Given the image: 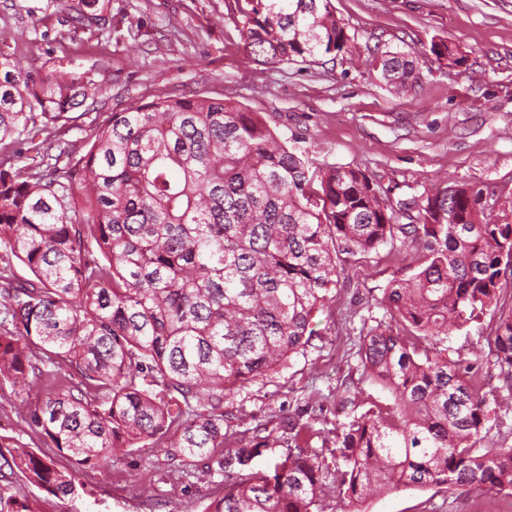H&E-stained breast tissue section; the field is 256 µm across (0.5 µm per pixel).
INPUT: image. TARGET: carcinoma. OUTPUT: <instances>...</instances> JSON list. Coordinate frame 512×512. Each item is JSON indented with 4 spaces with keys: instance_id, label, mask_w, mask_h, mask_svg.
I'll return each instance as SVG.
<instances>
[{
    "instance_id": "1",
    "label": "carcinoma",
    "mask_w": 512,
    "mask_h": 512,
    "mask_svg": "<svg viewBox=\"0 0 512 512\" xmlns=\"http://www.w3.org/2000/svg\"><path fill=\"white\" fill-rule=\"evenodd\" d=\"M233 2L263 63L309 65L348 48L332 0ZM430 52L462 64L443 41ZM373 66L397 91L418 79L406 52ZM91 86L71 64L36 77L1 44L0 151L41 149L36 137L73 120ZM67 155L60 147L39 171L0 168V384L39 390L21 411L31 432L91 469L168 435L232 482L205 512H319L329 477L343 512L400 487L512 491V447H479L490 403L470 368L418 347L490 313L495 361L512 372V307L500 305L512 208L485 219L475 184L395 203L356 169H311L263 118L224 99L158 97L114 112L85 155L60 163ZM413 208L416 223H397ZM399 235L423 251L420 270L384 295L405 334L371 329L362 357L394 404L372 405L336 436L344 467L330 475L293 421L289 437L218 453L224 397L285 365L342 264ZM277 447L270 469L255 467ZM7 454L34 486L78 495V472L0 435ZM0 512L36 510L0 486Z\"/></svg>"
}]
</instances>
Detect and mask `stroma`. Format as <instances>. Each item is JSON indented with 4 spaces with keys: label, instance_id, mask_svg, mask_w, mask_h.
<instances>
[{
    "label": "stroma",
    "instance_id": "stroma-1",
    "mask_svg": "<svg viewBox=\"0 0 512 512\" xmlns=\"http://www.w3.org/2000/svg\"><path fill=\"white\" fill-rule=\"evenodd\" d=\"M231 2L101 0L87 19L81 0H0V40L34 74L72 62L94 80L80 118L61 132L76 159L112 113L157 97H207L259 113L310 164L358 169L392 199L467 182L483 188L486 210L512 201V0H332L350 48L305 68L255 61L228 17ZM439 40L463 57L462 66L430 53ZM388 50L416 56L411 89L378 80L371 62ZM421 258L399 241L351 258L316 312L308 344L278 372L225 397L227 444L280 433L290 418L311 428V448L326 459L337 428L372 403L392 402L363 371V338L390 324L384 293L415 274ZM495 326L488 314L437 344L471 366L482 392L498 401L484 448L512 447V376L494 363ZM23 398L0 387V435L74 468L47 438L23 430ZM79 480L78 497L59 499L0 468V485L37 501L41 512H204L224 493L220 476L185 460L167 438L114 449L105 470H80ZM511 496L487 487H401L370 498L365 512H495Z\"/></svg>",
    "mask_w": 512,
    "mask_h": 512
}]
</instances>
